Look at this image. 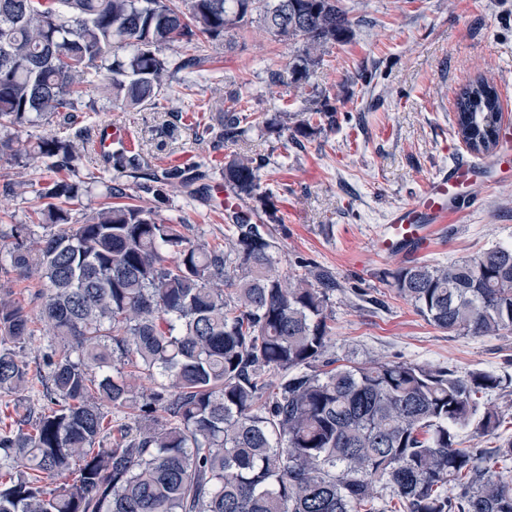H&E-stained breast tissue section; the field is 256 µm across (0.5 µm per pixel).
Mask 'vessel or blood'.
Returning a JSON list of instances; mask_svg holds the SVG:
<instances>
[{"label":"vessel or blood","mask_w":512,"mask_h":512,"mask_svg":"<svg viewBox=\"0 0 512 512\" xmlns=\"http://www.w3.org/2000/svg\"><path fill=\"white\" fill-rule=\"evenodd\" d=\"M131 139L127 126L105 123L97 132L94 149L106 156L113 148L130 147ZM500 140L501 153L495 160L483 163L458 155L436 171L421 192L390 211L376 239L377 250L403 258L423 252L431 226L444 222L449 207H471L477 188L512 180V128L503 127Z\"/></svg>","instance_id":"vessel-or-blood-1"}]
</instances>
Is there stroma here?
<instances>
[{
	"mask_svg": "<svg viewBox=\"0 0 512 512\" xmlns=\"http://www.w3.org/2000/svg\"><path fill=\"white\" fill-rule=\"evenodd\" d=\"M347 43L328 47L306 83L285 78L302 42L285 44L259 22L204 43L199 65L176 74L162 91L161 110L124 112L100 94L93 111L77 115L83 158L68 177L93 184L70 205L73 219L103 203L101 183L121 188L133 203L183 227L193 240L224 242V199L212 188L229 154L266 158L261 187L273 191L286 217L277 237L279 270L289 274L302 256L330 268L341 287L330 306L329 351L360 363L407 361L453 369L466 376L494 371L512 377V334L458 336L440 330L397 296L389 272L402 259L377 251L387 214L418 194L438 168L465 147L453 135L454 99L483 76L512 109V0H343ZM328 90L336 125L297 145L251 130L224 144L204 134L232 96L253 118L282 109L302 111L314 91ZM121 122L132 131L137 169L99 160L91 143L99 124ZM196 174L191 188L154 194V173ZM41 166L0 161V251L11 248L15 225L30 240L48 234L33 223L31 201L46 179ZM474 208H449L420 261L437 265L498 244L512 245V183L479 192ZM361 288L366 300H358Z\"/></svg>",
	"mask_w": 512,
	"mask_h": 512,
	"instance_id": "35a3bbf8",
	"label": "stroma"
}]
</instances>
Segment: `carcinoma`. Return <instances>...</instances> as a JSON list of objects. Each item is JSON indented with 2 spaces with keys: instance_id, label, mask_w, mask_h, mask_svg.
<instances>
[{
  "instance_id": "carcinoma-1",
  "label": "carcinoma",
  "mask_w": 512,
  "mask_h": 512,
  "mask_svg": "<svg viewBox=\"0 0 512 512\" xmlns=\"http://www.w3.org/2000/svg\"><path fill=\"white\" fill-rule=\"evenodd\" d=\"M257 10L277 40L305 41L289 66L295 83L350 36L342 0H0V129L67 123L96 89L125 111L156 108L174 72L197 64L199 37L221 41ZM319 96L300 119L261 114L247 127L237 97L206 133L238 141L257 128L299 143L336 124ZM456 111L466 147L493 152L497 88L477 76ZM82 138L81 129L71 139L0 136V157L68 169ZM261 168L224 157V187L253 205L232 211L222 248L118 202L109 185L112 201L73 224L68 204L91 186L46 179L32 213L58 230L32 248L20 224L7 251L10 271L38 279L36 306L0 297V391L38 381L45 404L0 432V512H362L387 489L405 512H512V479L502 478L512 437L499 436L496 409L477 415L479 396L503 378L328 357L341 284L311 259L297 261L299 274L279 273L284 219L260 191ZM389 277L443 331L512 334V246ZM35 319L58 346L33 371L21 348ZM142 376L152 386L139 392ZM106 408L124 421L105 425ZM473 421L494 446H463L458 430Z\"/></svg>"
}]
</instances>
